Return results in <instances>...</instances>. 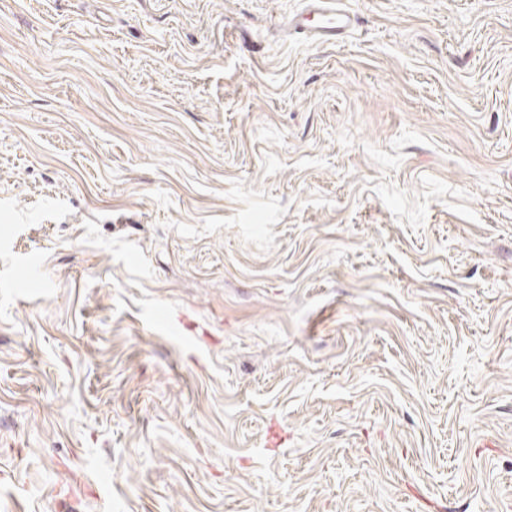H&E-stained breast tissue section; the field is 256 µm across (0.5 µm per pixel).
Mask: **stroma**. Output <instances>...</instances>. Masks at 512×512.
Wrapping results in <instances>:
<instances>
[{
    "mask_svg": "<svg viewBox=\"0 0 512 512\" xmlns=\"http://www.w3.org/2000/svg\"><path fill=\"white\" fill-rule=\"evenodd\" d=\"M0 0V512H512V0ZM340 3L333 0H307L305 8L288 19L289 30L323 42L342 40L354 20L338 7Z\"/></svg>",
    "mask_w": 512,
    "mask_h": 512,
    "instance_id": "35a3bbf8",
    "label": "stroma"
}]
</instances>
